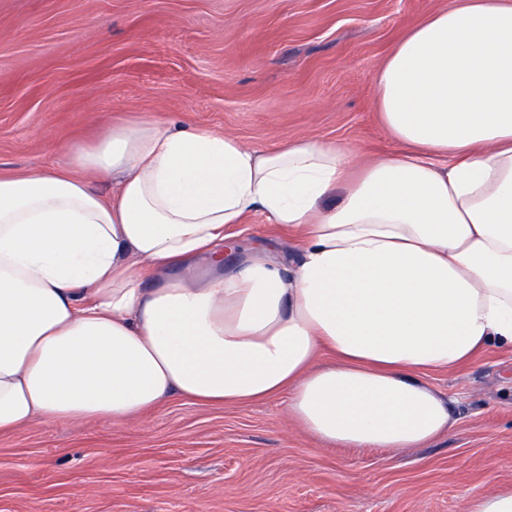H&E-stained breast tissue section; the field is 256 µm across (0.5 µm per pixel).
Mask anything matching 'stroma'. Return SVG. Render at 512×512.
Instances as JSON below:
<instances>
[{
  "label": "stroma",
  "mask_w": 512,
  "mask_h": 512,
  "mask_svg": "<svg viewBox=\"0 0 512 512\" xmlns=\"http://www.w3.org/2000/svg\"><path fill=\"white\" fill-rule=\"evenodd\" d=\"M448 0H0V172L49 168L112 122L156 118L270 150L313 138L394 153L373 75ZM241 251L285 267L297 238L257 213ZM429 383L455 426L421 448L332 447L287 397L171 399L115 423L0 435V512H465L512 489V351Z\"/></svg>",
  "instance_id": "35a3bbf8"
}]
</instances>
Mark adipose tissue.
I'll return each instance as SVG.
<instances>
[{
  "instance_id": "obj_1",
  "label": "adipose tissue",
  "mask_w": 512,
  "mask_h": 512,
  "mask_svg": "<svg viewBox=\"0 0 512 512\" xmlns=\"http://www.w3.org/2000/svg\"><path fill=\"white\" fill-rule=\"evenodd\" d=\"M373 84L400 149L363 164L149 119L0 175V434L282 393L330 445L451 430L428 372L512 350V0H450ZM258 211L297 233L294 269L225 266L229 226Z\"/></svg>"
}]
</instances>
